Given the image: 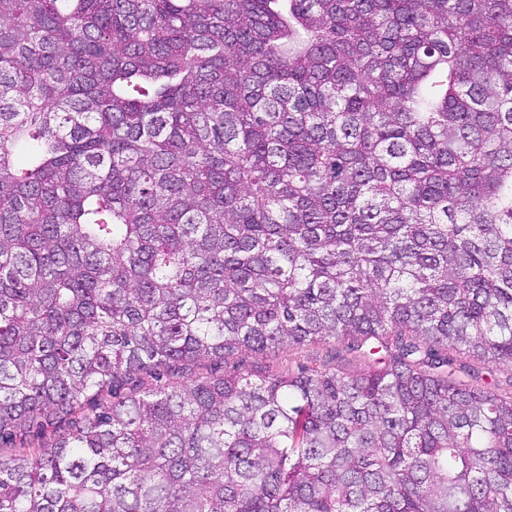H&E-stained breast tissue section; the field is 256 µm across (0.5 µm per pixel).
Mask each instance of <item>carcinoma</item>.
<instances>
[{"mask_svg": "<svg viewBox=\"0 0 512 512\" xmlns=\"http://www.w3.org/2000/svg\"><path fill=\"white\" fill-rule=\"evenodd\" d=\"M326 340L374 365L190 374ZM461 350L512 364V0H0V512H512Z\"/></svg>", "mask_w": 512, "mask_h": 512, "instance_id": "carcinoma-1", "label": "carcinoma"}]
</instances>
